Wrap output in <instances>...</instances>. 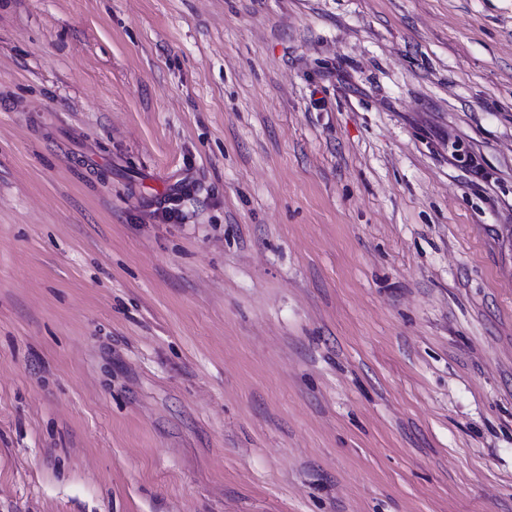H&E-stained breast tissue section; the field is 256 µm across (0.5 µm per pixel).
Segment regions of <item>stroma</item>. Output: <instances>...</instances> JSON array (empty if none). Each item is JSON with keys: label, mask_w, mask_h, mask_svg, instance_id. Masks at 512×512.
Returning a JSON list of instances; mask_svg holds the SVG:
<instances>
[{"label": "stroma", "mask_w": 512, "mask_h": 512, "mask_svg": "<svg viewBox=\"0 0 512 512\" xmlns=\"http://www.w3.org/2000/svg\"><path fill=\"white\" fill-rule=\"evenodd\" d=\"M0 512H512V0H0Z\"/></svg>", "instance_id": "35a3bbf8"}]
</instances>
